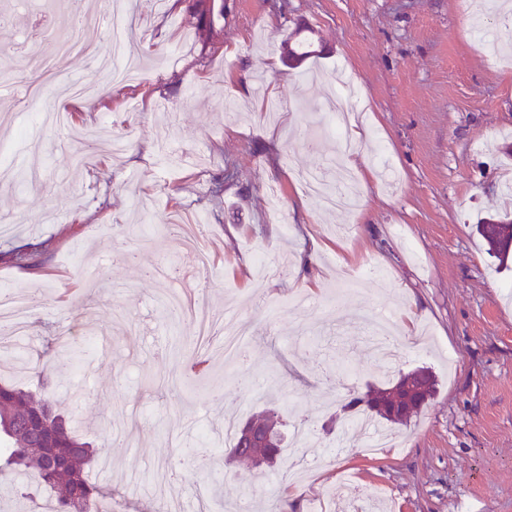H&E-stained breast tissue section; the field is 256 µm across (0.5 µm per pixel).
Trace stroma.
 I'll use <instances>...</instances> for the list:
<instances>
[{"mask_svg":"<svg viewBox=\"0 0 512 512\" xmlns=\"http://www.w3.org/2000/svg\"><path fill=\"white\" fill-rule=\"evenodd\" d=\"M131 0L145 37L139 78L102 81L70 57L39 102L22 43L46 20L18 11L0 39V114L27 128L0 140V164L22 186L0 185V286L29 299L30 325L0 352V379L50 395L94 445L111 441L93 479L112 512H156L157 472L188 512H347L351 485L381 493L391 512H512V263L500 266L476 231L512 211V62L494 63L471 33L461 0H226L219 42L204 43L185 0ZM310 24L320 55L291 69L281 43ZM357 84L362 110L353 173L357 210L325 208L301 171L335 182L336 143L322 123L337 69ZM99 89L69 98V81ZM231 170L221 197L213 175ZM194 222L211 257L194 275L172 214ZM34 253L21 267L11 252ZM381 274L337 303L343 272ZM178 290L207 312L251 322L247 373L265 390L227 378L224 338L197 343L189 321L156 307ZM392 316L403 342L380 359L354 318ZM81 350L72 374L41 384L61 340ZM431 368L437 392L390 445L363 456L325 422L350 394ZM276 412L285 452L310 477L257 479L228 461L224 419ZM208 448L189 469L182 450Z\"/></svg>","mask_w":512,"mask_h":512,"instance_id":"1","label":"stroma"}]
</instances>
